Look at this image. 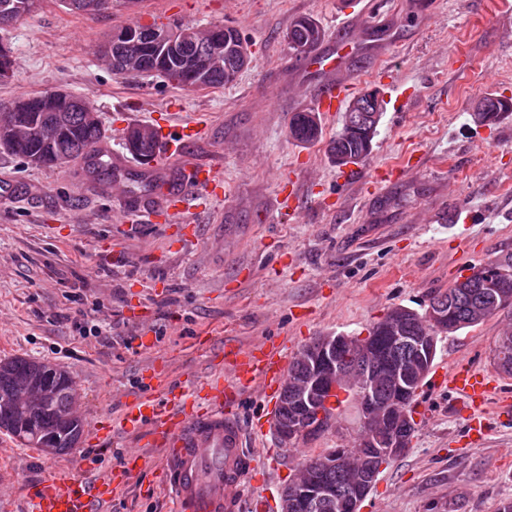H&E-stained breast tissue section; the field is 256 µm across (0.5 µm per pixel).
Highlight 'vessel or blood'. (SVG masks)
<instances>
[{"instance_id": "1", "label": "vessel or blood", "mask_w": 512, "mask_h": 512, "mask_svg": "<svg viewBox=\"0 0 512 512\" xmlns=\"http://www.w3.org/2000/svg\"><path fill=\"white\" fill-rule=\"evenodd\" d=\"M345 60L340 49H312L305 57L307 66L325 76L312 101L324 118L334 117L353 93V83L337 77ZM201 134L200 124L193 120L169 127L159 142L162 158L184 155ZM221 184L222 177L213 167L193 166L186 190L153 205L151 213L167 224L190 223L193 213L216 197ZM225 359L229 372L214 373L193 393L154 388L120 416L124 431L145 433L161 450L176 512H238L242 482L256 463L242 452L234 403L254 389L264 402H273L288 379L289 358L274 345L230 350ZM448 382L476 409L497 391L489 374L462 365L449 371ZM147 467V461L134 453L117 473L51 478L32 494L30 512H100L118 487Z\"/></svg>"}]
</instances>
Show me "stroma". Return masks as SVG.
Here are the masks:
<instances>
[{
	"mask_svg": "<svg viewBox=\"0 0 512 512\" xmlns=\"http://www.w3.org/2000/svg\"><path fill=\"white\" fill-rule=\"evenodd\" d=\"M366 0H113L85 14L61 0L37 8L0 41L13 48V76L0 81V107L47 90L88 97L105 128L102 150L117 164L95 174L80 159L37 166L0 150V360L25 357L69 373L85 424L61 454L22 445L0 430V512H25L48 477L119 468L144 453L151 468L114 493L101 512H174L157 448L145 435L95 433L150 390L153 375L193 390L224 366V349L267 339L289 355L326 333L350 336L398 305L420 309L434 294L489 259L512 253V112L478 126L469 113L486 96L512 99V0H379L374 25ZM300 17L335 47L341 24L361 29L345 80L367 88L393 70L404 95L383 100L373 148L360 166L410 161L416 170L389 184L343 183L329 142L342 116L321 120L322 135H289L295 113L311 110L299 86L321 77L290 49ZM226 26L248 43L251 62L221 88L187 89L157 76L112 74L95 48L113 30L151 24ZM188 118L207 126L186 159L142 163L123 146L126 130H164ZM221 170L223 189L195 232L150 222L144 206L175 191L188 164ZM294 185L300 217L282 206L279 179ZM121 187L108 194L110 182ZM97 336L82 335L87 319ZM512 306L445 337L434 370L456 363L491 371ZM250 391L237 404L243 451L271 471L246 478L239 512L280 493L310 455L350 445L356 409L341 398V422L314 441L286 449L271 429L273 407ZM417 431L383 468L362 512H498L512 499V416L496 400L487 433L468 435V413L448 388L425 379L413 402Z\"/></svg>",
	"mask_w": 512,
	"mask_h": 512,
	"instance_id": "stroma-1",
	"label": "stroma"
}]
</instances>
